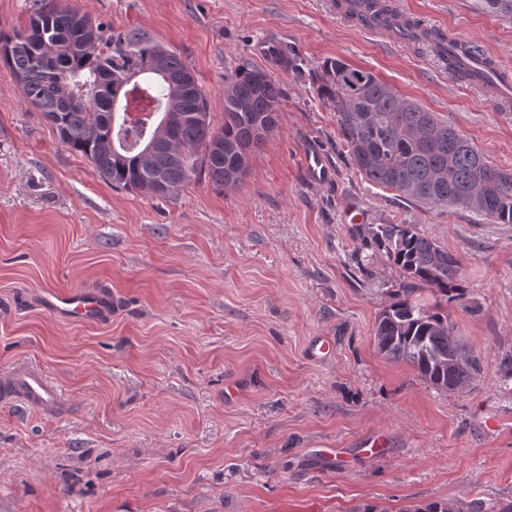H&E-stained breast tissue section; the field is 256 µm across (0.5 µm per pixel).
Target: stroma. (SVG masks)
Segmentation results:
<instances>
[{
	"mask_svg": "<svg viewBox=\"0 0 512 512\" xmlns=\"http://www.w3.org/2000/svg\"><path fill=\"white\" fill-rule=\"evenodd\" d=\"M179 55L224 120V76L261 69L285 97L240 184L199 176L169 197L112 187L61 145L0 65V370L39 365L56 414L0 401V512H454L512 502V224L424 210L354 168L313 81L325 61L372 71L512 172V111L427 45L370 32L336 0H57ZM480 41L512 70V18L481 0H389ZM287 49L295 64L284 67ZM323 155L328 182L303 168ZM413 224L458 254L472 309L448 316L481 360L472 389H435L378 353L403 281L365 244ZM50 289L115 297L109 317L50 312ZM333 351L316 359L315 337ZM381 448L371 451L372 441ZM342 448L334 462L325 449Z\"/></svg>",
	"mask_w": 512,
	"mask_h": 512,
	"instance_id": "stroma-1",
	"label": "stroma"
}]
</instances>
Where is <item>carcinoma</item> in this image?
Listing matches in <instances>:
<instances>
[{
	"label": "carcinoma",
	"instance_id": "cac0c4a2",
	"mask_svg": "<svg viewBox=\"0 0 512 512\" xmlns=\"http://www.w3.org/2000/svg\"><path fill=\"white\" fill-rule=\"evenodd\" d=\"M385 2L362 0L364 9L358 10L353 0H341L337 7L361 25L379 21L402 39L428 42L448 69L475 79L447 55L442 33L401 19ZM158 48L137 29L114 36L88 13L60 8L55 0H33L25 30L0 32V62L16 78L23 99L43 112L62 144L86 157L113 186L165 198L202 172L216 187L236 185L253 154L277 130L282 87L256 68L225 75L224 122L216 126L195 76L167 48L165 71L182 91L157 137L170 97L169 85L149 73ZM133 71L145 72L142 84L125 83ZM68 78L90 83L89 98L67 92ZM317 93L336 112L351 159L368 183L409 197L426 210L460 206L489 223L512 224V173L486 159L476 168V156L484 153L417 101L339 59L323 64ZM117 97L135 118L114 125ZM153 136L152 150H142L140 143ZM371 243L407 280L375 320L378 352L411 365L436 389L474 385L480 359L456 334L442 307L469 302L459 256L414 224H381ZM423 289L440 301L427 306L411 299Z\"/></svg>",
	"mask_w": 512,
	"mask_h": 512
}]
</instances>
